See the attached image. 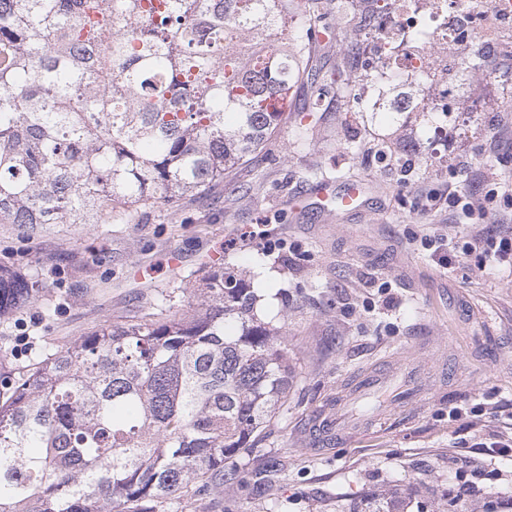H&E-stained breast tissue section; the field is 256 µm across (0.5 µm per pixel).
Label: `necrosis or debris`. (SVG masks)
I'll use <instances>...</instances> for the list:
<instances>
[{"label":"necrosis or debris","mask_w":512,"mask_h":512,"mask_svg":"<svg viewBox=\"0 0 512 512\" xmlns=\"http://www.w3.org/2000/svg\"><path fill=\"white\" fill-rule=\"evenodd\" d=\"M371 11L373 40L381 45L372 64L376 81L400 71L427 83L436 72L428 46L459 37L487 41V15L512 17V0H373Z\"/></svg>","instance_id":"necrosis-or-debris-1"}]
</instances>
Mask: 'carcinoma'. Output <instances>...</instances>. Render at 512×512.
Masks as SVG:
<instances>
[{"mask_svg":"<svg viewBox=\"0 0 512 512\" xmlns=\"http://www.w3.org/2000/svg\"><path fill=\"white\" fill-rule=\"evenodd\" d=\"M296 0H0V224L170 209L256 159L306 72ZM36 281L0 267V319ZM193 312L105 320L0 372V512H158L231 488L288 408V336L218 270Z\"/></svg>","mask_w":512,"mask_h":512,"instance_id":"obj_1","label":"carcinoma"}]
</instances>
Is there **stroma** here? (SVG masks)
<instances>
[{
  "label": "stroma",
  "instance_id": "1",
  "mask_svg": "<svg viewBox=\"0 0 512 512\" xmlns=\"http://www.w3.org/2000/svg\"><path fill=\"white\" fill-rule=\"evenodd\" d=\"M317 34L307 74L288 96L283 121L257 162L180 209L162 205L102 224H54L30 237L0 224V264L38 280V295L0 320V347L21 366L107 319L141 318L200 287L217 268L240 274L263 300L259 316L288 334L295 378L288 410L263 443L276 463L256 494L257 463L221 494L192 498L184 512H351L368 495H398L403 512L446 507L475 485L457 512L486 502L512 512V271L480 270L460 256L440 267L426 237L466 241L512 230V201L486 203L479 183L512 184V23H499L490 72L459 84L456 136L439 142L441 116L374 112L378 90L366 68L347 61L356 0H300ZM320 111H310L313 99ZM357 179L376 188L362 212L332 220L295 210L310 186ZM485 209L467 217L449 193ZM418 352L423 394L387 395L359 406L369 428L347 441L308 432L336 393L365 373Z\"/></svg>",
  "mask_w": 512,
  "mask_h": 512
}]
</instances>
